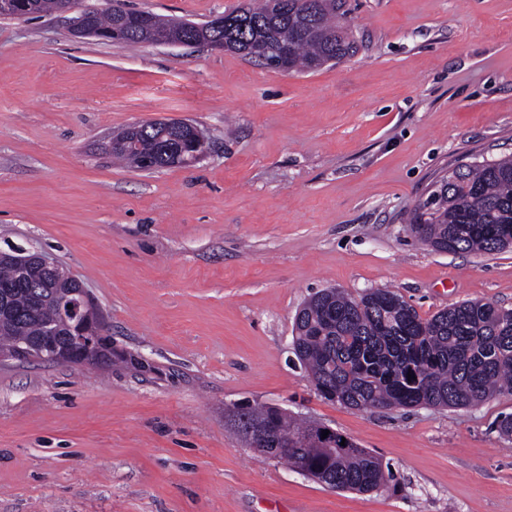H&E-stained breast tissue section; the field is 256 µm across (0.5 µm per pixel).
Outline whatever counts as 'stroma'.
<instances>
[{
	"label": "stroma",
	"mask_w": 512,
	"mask_h": 512,
	"mask_svg": "<svg viewBox=\"0 0 512 512\" xmlns=\"http://www.w3.org/2000/svg\"><path fill=\"white\" fill-rule=\"evenodd\" d=\"M202 23L248 0H128ZM355 52L311 72L202 46L76 36L0 17V250L50 253L110 324L112 365L0 362V512H512V393L359 410L293 351L322 289L395 291L428 318L512 309V248L410 230L458 166L512 156V0H345ZM182 119L186 167L113 162V134ZM143 362L135 369L125 361ZM275 406L389 463L334 490L255 455L228 416Z\"/></svg>",
	"instance_id": "1"
}]
</instances>
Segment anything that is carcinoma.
<instances>
[{"instance_id": "1", "label": "carcinoma", "mask_w": 512, "mask_h": 512, "mask_svg": "<svg viewBox=\"0 0 512 512\" xmlns=\"http://www.w3.org/2000/svg\"><path fill=\"white\" fill-rule=\"evenodd\" d=\"M10 8L0 16L31 19L59 11L63 0H0ZM341 0H260L224 14V24L196 27L152 13L137 21L108 8L91 12L93 35L141 45L145 29L169 34L190 45L223 41L228 51L274 67L272 48L294 42L281 69L315 71L342 61L352 50L339 22ZM129 141L112 156L140 170L170 167L192 159L188 143L153 122L126 127ZM423 243L450 253H494L512 246V156L465 164L440 180L412 221ZM67 273L50 281L0 261V350L32 343L60 326L70 300ZM296 356L324 398L356 409L457 407L479 404L512 392V310L468 301L428 319L397 293L375 289L354 299L327 288L314 294L294 321ZM267 429L265 457L285 459L331 488L370 493L395 479L390 465L357 446L341 445L342 435L323 440L318 428L298 423L276 408L241 405L232 428L245 440L244 425Z\"/></svg>"}]
</instances>
